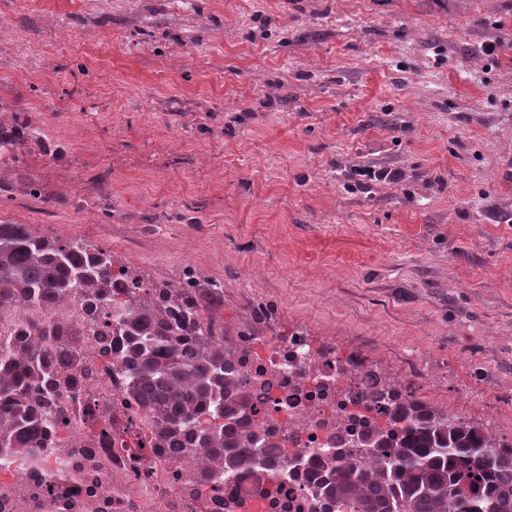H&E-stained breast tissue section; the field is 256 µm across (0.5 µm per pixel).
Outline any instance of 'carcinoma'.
I'll use <instances>...</instances> for the list:
<instances>
[{"instance_id": "carcinoma-1", "label": "carcinoma", "mask_w": 512, "mask_h": 512, "mask_svg": "<svg viewBox=\"0 0 512 512\" xmlns=\"http://www.w3.org/2000/svg\"><path fill=\"white\" fill-rule=\"evenodd\" d=\"M42 131L14 118L0 126V145L12 149L35 142ZM112 252L83 240L62 241L27 224H0V305L58 303L82 292L94 301L89 329L107 354H115L131 375L130 397L147 409L155 436L178 456L195 452L221 461L236 479L261 456L262 482L281 480L280 445L251 429L248 392L213 341L202 314L224 302L221 284L192 277L176 287L139 284L112 294ZM198 288L188 296L178 288ZM58 330L18 321L0 345V448L18 451L56 426L34 415L29 383L48 382L42 397H56L57 373L77 370L82 354L55 340ZM112 336L125 338L114 348ZM392 428L366 437L372 451L362 460L344 448L298 456L311 496L336 512H512V444L497 448L480 425L452 419L416 396L397 406Z\"/></svg>"}]
</instances>
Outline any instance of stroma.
<instances>
[{
  "label": "stroma",
  "instance_id": "stroma-1",
  "mask_svg": "<svg viewBox=\"0 0 512 512\" xmlns=\"http://www.w3.org/2000/svg\"><path fill=\"white\" fill-rule=\"evenodd\" d=\"M0 222L224 284L512 440V0H0ZM503 41L495 59L483 44ZM399 171L397 182L363 176ZM40 134L44 133L32 127L27 120L21 121L16 116L11 126L2 127L0 125V147L3 144L7 149H12L18 145H25L29 141L40 143L41 141L37 137Z\"/></svg>",
  "mask_w": 512,
  "mask_h": 512
}]
</instances>
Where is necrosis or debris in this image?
Returning <instances> with one entry per match:
<instances>
[{
    "label": "necrosis or debris",
    "instance_id": "obj_1",
    "mask_svg": "<svg viewBox=\"0 0 512 512\" xmlns=\"http://www.w3.org/2000/svg\"><path fill=\"white\" fill-rule=\"evenodd\" d=\"M89 304L81 294L52 307H0V317L65 327L80 343L89 378L61 387L65 421L34 446L0 453V512H317L305 481L288 478L275 497L254 479L226 478L201 458L173 456L153 439L148 411L129 403V379L99 354L93 336L76 339ZM239 379L249 390L260 433L285 457L342 446L355 458L362 434L387 424L381 371L300 333L232 337Z\"/></svg>",
    "mask_w": 512,
    "mask_h": 512
}]
</instances>
